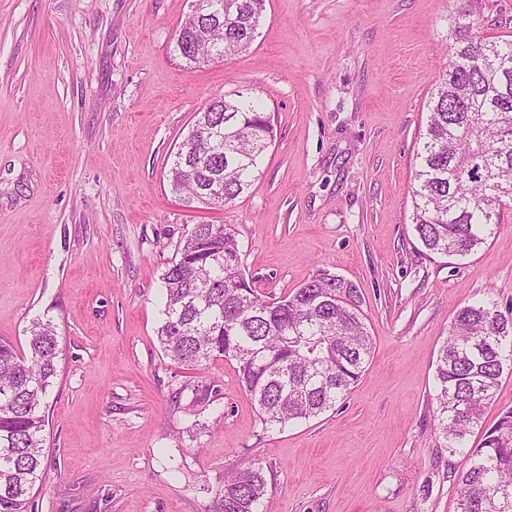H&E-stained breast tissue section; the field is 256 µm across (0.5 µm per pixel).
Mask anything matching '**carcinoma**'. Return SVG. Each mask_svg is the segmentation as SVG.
Instances as JSON below:
<instances>
[{
	"label": "carcinoma",
	"mask_w": 512,
	"mask_h": 512,
	"mask_svg": "<svg viewBox=\"0 0 512 512\" xmlns=\"http://www.w3.org/2000/svg\"><path fill=\"white\" fill-rule=\"evenodd\" d=\"M195 27L179 29L173 52L189 69L203 65L196 41L207 35L213 58L247 50L265 0H216ZM448 63L431 94L416 149L413 230L432 254L465 257L495 234L512 204V39H484L458 10L449 17ZM271 113L246 89L206 100L169 169L171 191L194 208L222 207L261 175L273 139ZM163 280V352L196 370L213 360L237 364L263 431L316 418L344 400L373 350L357 283L319 268L286 297L266 301L243 273L232 224H196ZM28 348L0 339V512H27L43 479L49 387L58 376L60 337L49 318L28 328ZM512 362V315L491 298L456 314L435 367L436 440L463 456L456 477L460 512H512V408L481 425L505 363ZM267 492L262 463L225 474L218 512H260Z\"/></svg>",
	"instance_id": "cac0c4a2"
}]
</instances>
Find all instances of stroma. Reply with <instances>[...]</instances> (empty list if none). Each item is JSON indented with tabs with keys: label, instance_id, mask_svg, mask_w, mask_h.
<instances>
[{
	"label": "stroma",
	"instance_id": "1",
	"mask_svg": "<svg viewBox=\"0 0 512 512\" xmlns=\"http://www.w3.org/2000/svg\"><path fill=\"white\" fill-rule=\"evenodd\" d=\"M512 39V0H466ZM453 0H266L246 51H172L189 0H0V339L52 318L45 476L28 512H213L261 461L262 512H459L434 438L439 349L464 305L512 312V209L463 259L412 224L415 149ZM252 88L274 138L248 194L184 207L168 170L207 99ZM235 225L265 300L355 281L374 353L335 409L263 432L235 363L162 351L161 276L193 225Z\"/></svg>",
	"mask_w": 512,
	"mask_h": 512
}]
</instances>
